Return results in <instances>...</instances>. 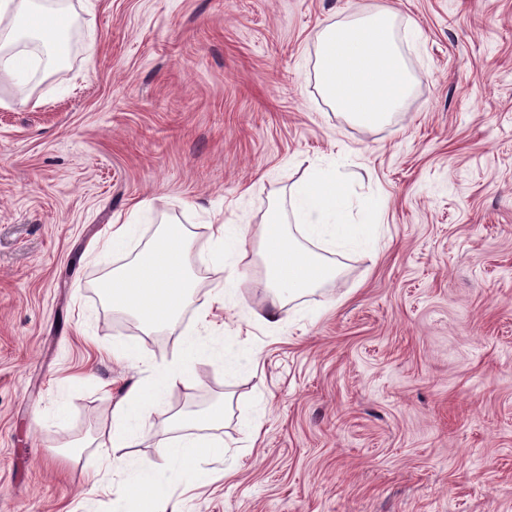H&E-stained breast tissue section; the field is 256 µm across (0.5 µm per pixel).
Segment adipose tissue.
Returning <instances> with one entry per match:
<instances>
[{
    "mask_svg": "<svg viewBox=\"0 0 512 512\" xmlns=\"http://www.w3.org/2000/svg\"><path fill=\"white\" fill-rule=\"evenodd\" d=\"M70 26L66 12L44 7L39 0H0V76L17 80L24 73L21 41L38 40L55 49L68 41ZM319 39L322 93L351 122L383 124L411 94L413 82L394 40L391 14L360 16L323 30ZM290 200L291 211L273 210L257 230L270 298L252 319L269 329L281 327L279 312L287 301L336 279L341 258L374 251L378 243L381 201L368 197L352 202L335 168L317 167L291 192ZM289 221L294 224L290 230L285 227ZM241 231L238 224L211 227L216 269L225 279L197 309L202 329L211 328L214 310L230 311L238 304L235 277L246 254L234 243ZM189 249L184 225H162L155 238L98 286L113 310L132 315L146 330L173 329L196 288L188 269ZM204 359L233 364L238 356L224 347L203 348L191 334L171 359L150 364L146 381L127 388L112 409L108 437L118 453L106 458L105 470L87 472V494L108 488L122 512H182L171 484L195 488L211 480L209 463L216 443L208 431L224 418L220 405L183 412L166 422L172 437L159 448L157 460H131L120 454L137 446L149 414L163 404L172 387L191 382L195 365Z\"/></svg>",
    "mask_w": 512,
    "mask_h": 512,
    "instance_id": "ef3b65f1",
    "label": "adipose tissue"
}]
</instances>
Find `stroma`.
Here are the masks:
<instances>
[{"label": "stroma", "mask_w": 512, "mask_h": 512, "mask_svg": "<svg viewBox=\"0 0 512 512\" xmlns=\"http://www.w3.org/2000/svg\"><path fill=\"white\" fill-rule=\"evenodd\" d=\"M62 63L0 83V512H114L86 470L124 386L171 357L220 279L210 227L246 228L234 371L170 389V415L226 400L209 485L184 512H512V0H67ZM388 11L413 91L384 125L318 85V35ZM31 103H23V96ZM382 200L379 250L287 303L255 230L316 165ZM150 200L127 254L89 250ZM185 225L196 290L176 331L136 329L97 281L160 224Z\"/></svg>", "instance_id": "1"}]
</instances>
